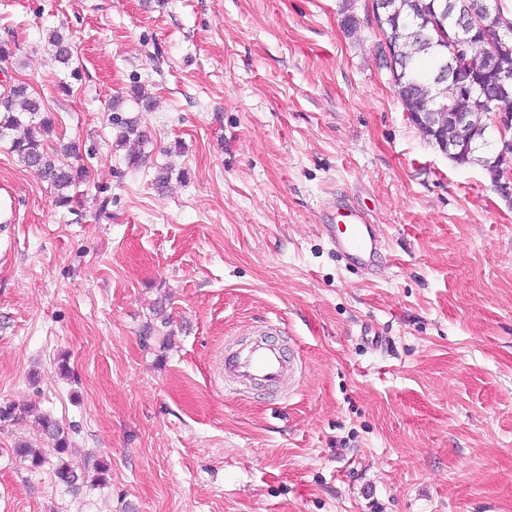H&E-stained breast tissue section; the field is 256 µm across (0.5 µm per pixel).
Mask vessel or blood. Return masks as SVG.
Instances as JSON below:
<instances>
[{
  "label": "vessel or blood",
  "mask_w": 512,
  "mask_h": 512,
  "mask_svg": "<svg viewBox=\"0 0 512 512\" xmlns=\"http://www.w3.org/2000/svg\"><path fill=\"white\" fill-rule=\"evenodd\" d=\"M325 233L336 253L359 268L376 266L382 254V240L376 225L357 211H348L343 227H326ZM292 368L283 350L260 339L238 348L227 374L239 389L257 386L281 387Z\"/></svg>",
  "instance_id": "b4317fda"
}]
</instances>
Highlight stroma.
<instances>
[{
    "label": "stroma",
    "mask_w": 512,
    "mask_h": 512,
    "mask_svg": "<svg viewBox=\"0 0 512 512\" xmlns=\"http://www.w3.org/2000/svg\"><path fill=\"white\" fill-rule=\"evenodd\" d=\"M366 4L0 0V91L26 85L87 170L57 208L0 141V512H512V206L408 119ZM340 204L378 225L376 273L324 234ZM258 335L294 386L233 392L224 358ZM36 412L106 486L14 456L48 447ZM124 102L122 97H117L112 101V112L115 114L112 116V123L120 128L117 145L126 150L127 167L139 169L146 164L150 157L146 151L148 139L142 131H139L135 120L121 115L124 112ZM38 425L44 436L51 441L52 457L54 463L50 462V457L40 451L33 450L27 444L19 443L13 448V452L23 462L27 463L31 470H41L47 464L52 465V471L56 481L72 492L78 495L86 486H105L108 483V475L111 465L105 460H100L95 465V475L88 482L86 475L75 472L66 462L65 457L70 448V433L68 428L59 420L51 415H42L38 418ZM89 484V485H88Z\"/></svg>",
    "instance_id": "obj_1"
}]
</instances>
